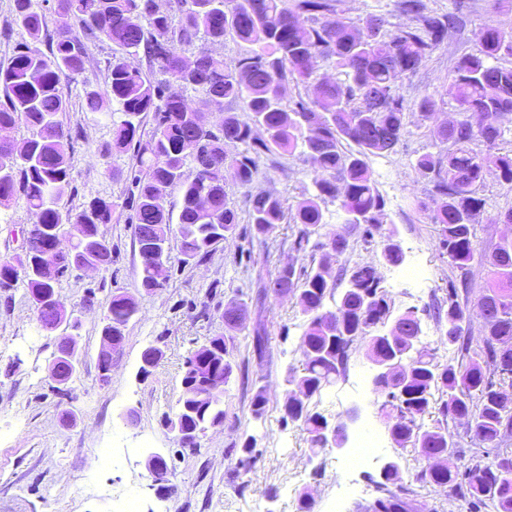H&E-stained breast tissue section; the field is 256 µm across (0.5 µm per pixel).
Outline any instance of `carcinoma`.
<instances>
[{"instance_id":"cac0c4a2","label":"carcinoma","mask_w":512,"mask_h":512,"mask_svg":"<svg viewBox=\"0 0 512 512\" xmlns=\"http://www.w3.org/2000/svg\"><path fill=\"white\" fill-rule=\"evenodd\" d=\"M335 0H170L162 10L157 0H58V31L46 54L20 44L0 67V130L24 126L27 137L19 145L0 143V207L20 195L37 212L44 231L34 253L0 261V288L24 283L31 291L52 294L64 274L93 261L112 265V246L102 226L112 221V202L94 197L79 210L69 208L68 150L71 130L64 126L69 111L60 85L83 73L92 42L112 43V66L107 75L109 97L122 119L112 122V142L101 153L134 148L136 168L131 176L135 192L127 203L129 222L140 239V287L160 288L153 276V240L179 238L183 262L202 260L215 246L233 236L237 213L224 190V171L234 181L251 184L258 175L260 154H292L303 149L319 170L313 190L296 206L293 223L301 225L293 249L306 254L308 265L278 271L268 288L288 286L297 294L306 328L301 336V369L289 374L292 389L284 411L307 434L311 451L327 450V416L310 407L314 396L345 377L350 357L365 346L368 357L390 362L389 371L374 377L384 397L378 413L394 444L411 449L430 465L415 474L423 486L446 487L462 499L469 512H512V239L500 242L491 256L475 245L476 217L485 209L480 194L485 174L496 172L499 182L512 187V145L503 121L512 116V31L486 25L477 33L476 53L461 57L455 66V102L465 118L450 127L439 125L433 138L448 145L437 155L424 154L417 167L431 176L441 198L431 215L440 247L448 254L451 274L448 294L432 306L440 342L456 348V361L442 363L434 349L419 341L421 320L395 313V303L380 287L377 269L351 262L352 232L363 226L367 234L380 228L385 200L371 177L368 158L396 150L405 132L406 100L399 80L415 72L447 38L454 16L427 11L423 0H401V9L415 18L413 27L386 30L387 20L371 15L354 25L331 17ZM17 24L33 42L40 41L48 18L38 0H14ZM80 39L69 37L70 22ZM256 46L236 66L224 63L213 46L226 37ZM198 57L195 69L180 66L179 54ZM143 54L144 72L128 62ZM318 59H332L346 80H323L313 100L284 102L285 86L304 84ZM191 90L215 112L224 113L218 126L188 107L183 91ZM98 92L86 93L89 112H101ZM240 100L248 119L224 109ZM480 115L473 125L466 115ZM152 116L154 129L141 139V127ZM262 125L266 139L253 140V127ZM354 147L347 148V145ZM239 145L234 153L226 145ZM181 193L178 222L167 209L168 198ZM338 203L341 227L326 230L324 204ZM249 217L259 234L270 232L285 219L283 200L260 191L249 199ZM177 227H172V224ZM85 225V239L71 242L64 226ZM381 256L399 266L404 254L392 236L383 241ZM341 263L333 278L329 258ZM489 265L491 282L478 298L484 335L473 342L467 275L473 264ZM334 301V308L327 301ZM139 308L125 295L108 304L101 336L126 327ZM39 324L66 321L63 304L49 303L35 310ZM246 306L232 300L224 306V325L245 326ZM209 356L188 357L183 381L205 392L214 375L229 381L233 365L222 336L206 340ZM76 339L59 346L50 373L69 379L76 372ZM438 411L430 428L425 417ZM224 422L223 399L181 394L171 423L194 430ZM472 433L474 447L464 448L451 432L456 424ZM378 497L370 512H411L414 489L403 482L398 461L380 472Z\"/></svg>"}]
</instances>
